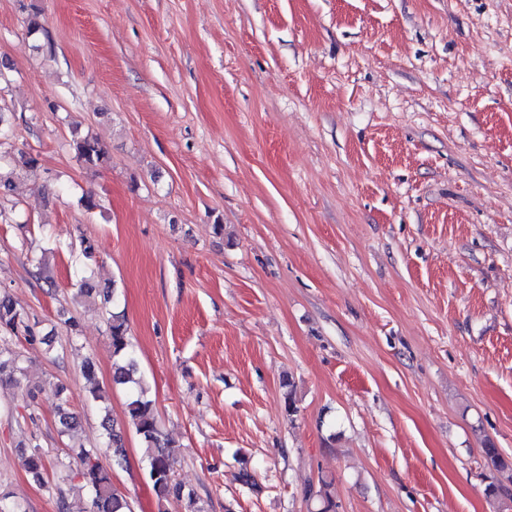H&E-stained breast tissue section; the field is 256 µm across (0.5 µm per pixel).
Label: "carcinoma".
I'll return each mask as SVG.
<instances>
[{
	"label": "carcinoma",
	"mask_w": 512,
	"mask_h": 512,
	"mask_svg": "<svg viewBox=\"0 0 512 512\" xmlns=\"http://www.w3.org/2000/svg\"><path fill=\"white\" fill-rule=\"evenodd\" d=\"M12 139V129L4 124V119L0 116V162L9 164L14 161ZM73 149L77 159L88 168H97L106 161V150L102 142L90 133L75 135ZM108 330L114 358L112 383L127 389L126 413L144 445L146 473L154 494L160 503L185 497L192 506L196 504V497L192 492L184 493L182 486L174 481V462L168 451V443L161 438L147 389L143 381L137 378L138 363L130 351L129 329L124 314L112 313ZM0 333L5 337L20 333L33 335L32 327L25 316L6 293H0ZM24 377L25 370L19 355L5 346H0V382L19 386ZM58 415L62 435L79 424L77 415L63 405L58 407ZM101 426L111 452L112 463L122 465L127 458L125 438L121 430L111 424L107 407L104 408ZM68 452L82 466L80 475L90 494V512H132L125 496L113 486L111 473L100 463L98 449L80 447L70 448ZM26 466L34 480H42L47 469V458L40 450V445H33V450L26 459Z\"/></svg>",
	"instance_id": "obj_1"
}]
</instances>
